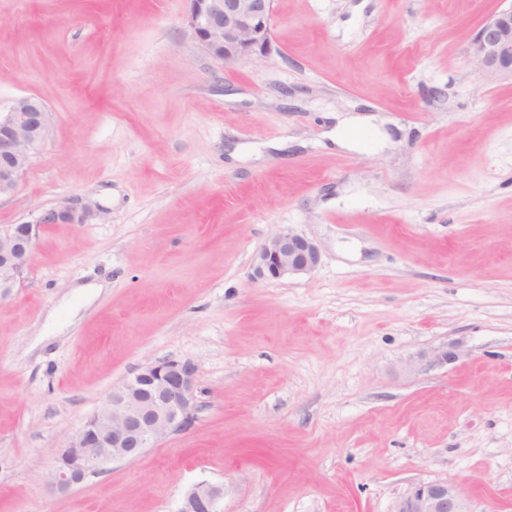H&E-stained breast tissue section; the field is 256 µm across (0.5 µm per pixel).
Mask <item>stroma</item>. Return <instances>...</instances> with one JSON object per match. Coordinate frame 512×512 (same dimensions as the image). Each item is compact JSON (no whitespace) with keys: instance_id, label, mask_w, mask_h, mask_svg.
Returning <instances> with one entry per match:
<instances>
[{"instance_id":"stroma-1","label":"stroma","mask_w":512,"mask_h":512,"mask_svg":"<svg viewBox=\"0 0 512 512\" xmlns=\"http://www.w3.org/2000/svg\"><path fill=\"white\" fill-rule=\"evenodd\" d=\"M510 6L275 0L270 55L227 65L189 0H0V111L48 112L0 225L103 209L0 299V512H178L203 481L224 512H393L421 481L512 512V81L469 58ZM340 114L374 116L358 148ZM285 229L318 268L253 279ZM167 359L192 425L51 493L65 435ZM458 357V353L454 347L452 345L448 346V344H446L437 349H434L430 353L419 355L413 366L418 364L427 367H432L435 365H446L448 362L454 361Z\"/></svg>"}]
</instances>
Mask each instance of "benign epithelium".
<instances>
[{
	"mask_svg": "<svg viewBox=\"0 0 512 512\" xmlns=\"http://www.w3.org/2000/svg\"><path fill=\"white\" fill-rule=\"evenodd\" d=\"M186 18L194 38L225 63L260 61L272 48L274 0H189ZM478 78H512V6L491 12L480 22L471 43ZM48 113L33 96L18 98L0 112V196L19 187L34 150L44 139ZM100 207L92 202L67 203L41 213L35 223L0 225V297L11 293L30 266L40 229L45 224H85ZM321 260L310 239L281 231L259 249L253 278L280 279L308 275ZM458 358L443 345L417 357L432 367ZM197 374L188 361L146 364L112 389L101 412L67 436L48 483L66 493L87 476L115 461H131L172 432L187 428L199 409ZM224 485L200 482L190 486L178 512H222ZM394 512H467L465 498L454 485L418 482L402 496Z\"/></svg>",
	"mask_w": 512,
	"mask_h": 512,
	"instance_id": "obj_1",
	"label": "benign epithelium"
}]
</instances>
